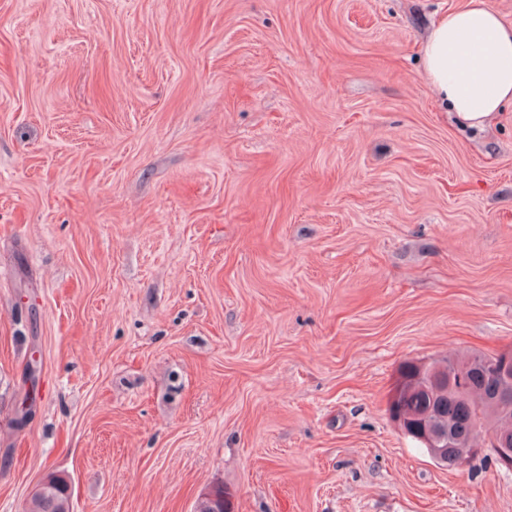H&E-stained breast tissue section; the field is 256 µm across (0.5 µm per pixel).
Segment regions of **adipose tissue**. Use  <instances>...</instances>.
Masks as SVG:
<instances>
[{"mask_svg": "<svg viewBox=\"0 0 512 512\" xmlns=\"http://www.w3.org/2000/svg\"><path fill=\"white\" fill-rule=\"evenodd\" d=\"M423 77L444 110L483 127L512 102V22L486 0L441 14L424 41Z\"/></svg>", "mask_w": 512, "mask_h": 512, "instance_id": "1", "label": "adipose tissue"}]
</instances>
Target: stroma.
Here are the masks:
<instances>
[{"mask_svg": "<svg viewBox=\"0 0 512 512\" xmlns=\"http://www.w3.org/2000/svg\"><path fill=\"white\" fill-rule=\"evenodd\" d=\"M463 3L0 0V512H512L388 412L512 350V105L422 76ZM43 490L31 497L26 512H71L69 477L50 472L44 477Z\"/></svg>", "mask_w": 512, "mask_h": 512, "instance_id": "obj_1", "label": "stroma"}]
</instances>
